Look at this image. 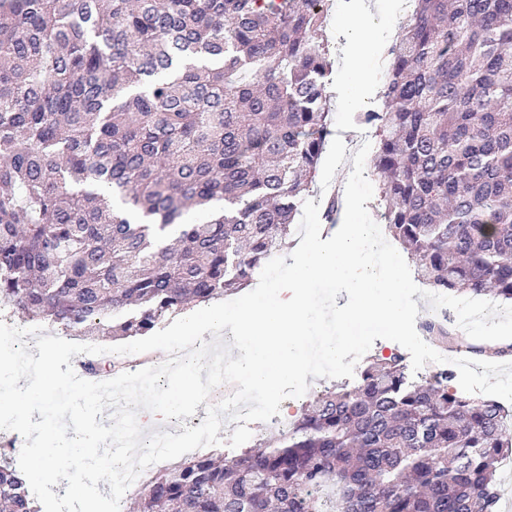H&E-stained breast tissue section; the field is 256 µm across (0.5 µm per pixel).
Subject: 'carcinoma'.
<instances>
[{"label":"carcinoma","mask_w":512,"mask_h":512,"mask_svg":"<svg viewBox=\"0 0 512 512\" xmlns=\"http://www.w3.org/2000/svg\"><path fill=\"white\" fill-rule=\"evenodd\" d=\"M326 12L0 0V305L119 339L250 286L330 134ZM387 57L381 107L357 119L390 236L433 292L512 302V0H412ZM452 379L369 365L275 446L158 470L136 512H497L512 413ZM0 512H41L7 460Z\"/></svg>","instance_id":"1"}]
</instances>
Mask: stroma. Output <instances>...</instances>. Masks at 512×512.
Returning <instances> with one entry per match:
<instances>
[{
	"label": "stroma",
	"mask_w": 512,
	"mask_h": 512,
	"mask_svg": "<svg viewBox=\"0 0 512 512\" xmlns=\"http://www.w3.org/2000/svg\"><path fill=\"white\" fill-rule=\"evenodd\" d=\"M406 0H335L329 7L324 36L328 43L332 73L324 92L331 105L330 136L321 156L308 196L327 203V183L342 173L345 149H358L363 143H376L372 128L360 124L358 113L378 109L379 94L386 82V50L402 34ZM370 6L376 23L361 40H353L348 21L363 6ZM358 91V108L346 103L350 91Z\"/></svg>",
	"instance_id": "35a3bbf8"
}]
</instances>
